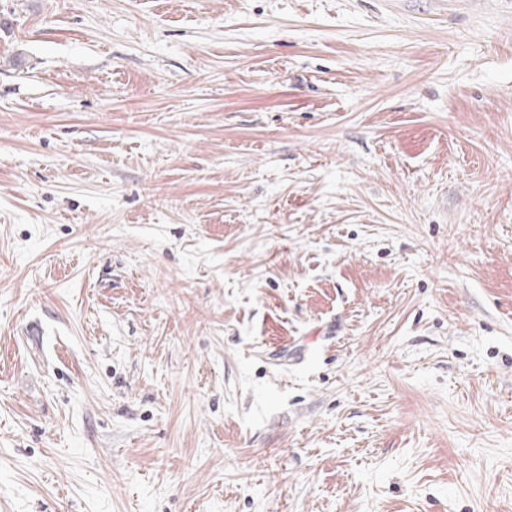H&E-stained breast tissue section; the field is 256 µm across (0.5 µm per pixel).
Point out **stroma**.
<instances>
[{
    "label": "stroma",
    "instance_id": "1",
    "mask_svg": "<svg viewBox=\"0 0 512 512\" xmlns=\"http://www.w3.org/2000/svg\"><path fill=\"white\" fill-rule=\"evenodd\" d=\"M0 512H512V0H0Z\"/></svg>",
    "mask_w": 512,
    "mask_h": 512
}]
</instances>
